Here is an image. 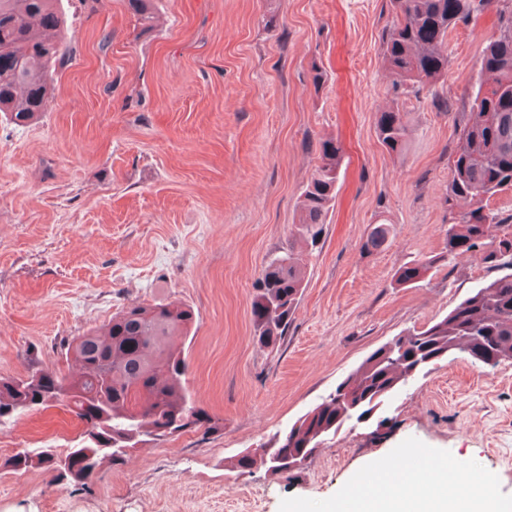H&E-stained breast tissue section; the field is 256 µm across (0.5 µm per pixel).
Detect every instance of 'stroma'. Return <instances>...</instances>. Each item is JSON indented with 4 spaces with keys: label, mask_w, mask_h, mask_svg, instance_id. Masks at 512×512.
Here are the masks:
<instances>
[{
    "label": "stroma",
    "mask_w": 512,
    "mask_h": 512,
    "mask_svg": "<svg viewBox=\"0 0 512 512\" xmlns=\"http://www.w3.org/2000/svg\"><path fill=\"white\" fill-rule=\"evenodd\" d=\"M60 8L66 48L50 110L32 125L0 116V378L77 373L73 337L131 303L179 301L196 317L187 387L219 428L145 442L84 492L46 469L3 465L21 449L79 442L83 426L65 408L0 421V512H377L382 497L355 494L364 476L415 458L405 512L460 480L512 501V361L431 367L387 406L390 436L343 428L294 479L231 467L376 348L505 275L484 249L445 254L458 115L432 100L474 89L512 0L449 30L447 80L417 92L382 67L389 0H156L145 26L126 0ZM315 65L327 73L318 88ZM394 103L410 129L399 154L375 127ZM329 137L342 147L335 205L285 338L264 348L256 288ZM380 223L387 247L365 251ZM412 262L427 271L399 283Z\"/></svg>",
    "instance_id": "35a3bbf8"
}]
</instances>
